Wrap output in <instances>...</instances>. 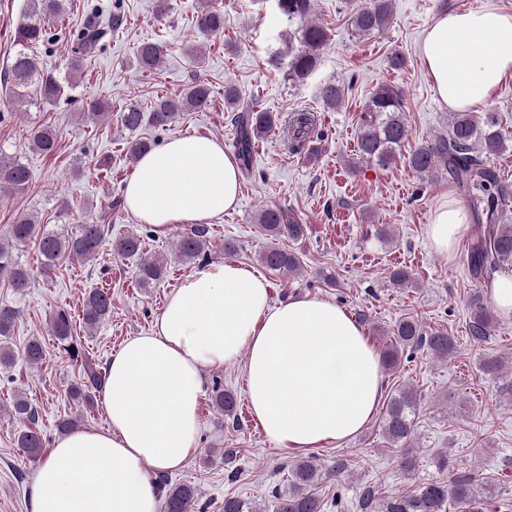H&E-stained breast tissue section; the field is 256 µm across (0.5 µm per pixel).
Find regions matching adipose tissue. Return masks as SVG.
<instances>
[{"mask_svg":"<svg viewBox=\"0 0 512 512\" xmlns=\"http://www.w3.org/2000/svg\"><path fill=\"white\" fill-rule=\"evenodd\" d=\"M419 53L439 103L468 111L512 74V11L485 0L475 11L443 12ZM239 177L223 141L178 136L139 158L124 198L139 223L164 233L234 209ZM466 230L454 200L438 205L428 226L442 254ZM242 355L252 415L277 445L347 439L379 407L382 363L356 319L320 297L272 304L264 277L211 262L169 295L151 333L113 355L100 391L107 427L59 435L28 487L29 512H160L150 471L177 469L196 448L204 372Z\"/></svg>","mask_w":512,"mask_h":512,"instance_id":"1","label":"adipose tissue"}]
</instances>
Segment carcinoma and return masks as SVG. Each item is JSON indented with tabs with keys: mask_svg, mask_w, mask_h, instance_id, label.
I'll return each instance as SVG.
<instances>
[{
	"mask_svg": "<svg viewBox=\"0 0 512 512\" xmlns=\"http://www.w3.org/2000/svg\"><path fill=\"white\" fill-rule=\"evenodd\" d=\"M29 12L16 32L22 49L13 57L10 69L4 72L3 84L9 87V96L28 103L41 100L53 102L62 92L63 85L51 73H38L33 60L24 47L30 44L47 43L51 35L47 26L61 17L65 11V0H29ZM276 9L289 19L305 18L314 8V0H274ZM390 0H371L369 6L356 16L358 31L366 36L382 31L390 21ZM119 0H97L88 6L83 26L67 37L70 43L68 60V84L81 75L84 62L104 45L105 39L121 24ZM196 24L200 33L208 38L224 28V14L203 0L198 7ZM328 41L327 31L320 25L310 24L302 29L301 49L288 62V77L294 83L310 82L320 65L321 53ZM162 47L154 42H143L136 47L134 60L143 70H154L162 62ZM345 83L325 82L319 87L320 98L330 110L340 107L345 101ZM211 87L203 80L194 81L182 93L158 100L151 113L153 123L166 127L179 112L200 111L210 106ZM224 103L234 112L235 153L240 170L250 175L253 172V148L255 142L273 132L279 118L270 112H258L253 106L241 101L235 87H224ZM109 104L96 101L80 113L84 120L97 121L110 116ZM144 112L129 105L119 113L121 126L132 133L143 124ZM284 124L292 148H301L321 137L317 113L298 110L287 115ZM500 118L495 112L478 116L473 112H452L448 119V131L412 150L405 162L423 178H433L438 171L448 174V179L464 194L471 197L477 224L467 244V267L471 279L477 285L468 301L470 310L468 330L473 342L479 346L488 342L498 321L487 306L484 287L490 285L494 273L504 265L512 263V225L503 223L505 206L512 201V183L486 164L482 153L496 154L503 147L499 132ZM407 138L401 92L389 86L378 87L370 96L360 116L357 148L360 159L381 167L393 164ZM33 149L52 156L57 150V135L49 126H36L30 131ZM31 174L20 161L10 157L0 148V195L6 196L22 191L29 186ZM118 198L109 203L107 211L98 221L79 224L72 234L40 231L33 216L21 215L10 225L8 236L0 239V279L18 291L28 287L31 272L13 257V250L34 241L44 258V270L49 271L55 262L72 255L86 261L96 259L106 246L109 226L106 220L112 209L121 207ZM267 235L273 238L299 239L304 236V225L288 211L279 207H265L258 214ZM208 228L193 225L185 230L178 243V253L186 263L203 259L208 248ZM113 252L123 257H138L137 279L148 288L167 274L165 258L145 252L144 239L131 234L113 240ZM261 263L272 270L293 271L298 259L294 254L278 246H269L261 255ZM85 323L93 328L112 314V292L108 288L89 291L83 304ZM18 313L9 306H0V366L11 367L20 359L25 364L37 367L46 357L42 343L34 338L21 354L4 339L11 336ZM52 332L62 349L72 360L79 361L80 379L70 389L73 399L93 405L91 392L102 387L105 373L89 361L72 336L71 320L64 312L52 318ZM381 334L389 343L379 351L382 365L393 369L401 362L406 350L425 349L437 359L446 361L455 352V338L444 331H424L418 321L402 319L392 329ZM504 361L493 353H485L481 360L482 371L491 376L502 372ZM214 405L233 416L236 398L223 387H216ZM417 393L411 388H402L386 405L382 433L387 443L400 448L399 466L407 474L417 466V458L407 452L405 446L414 431L417 410ZM11 416L19 421L22 429L18 433L19 447L33 456H39L45 447V438L39 427V411L26 396H15ZM440 466L448 469V479L422 482L407 495H388L378 484L367 485L359 495L360 508L371 512H479L480 501L495 494L496 484L489 478H478L471 470L460 469L450 463L448 457H440ZM346 469L343 462L329 469H322L310 459H300L288 469V492L276 495V512H325L327 503L314 492L322 478L340 475ZM157 484L163 496V512H190L196 502L197 489L191 484L170 485L164 474L157 476Z\"/></svg>",
	"mask_w": 512,
	"mask_h": 512,
	"instance_id": "1",
	"label": "carcinoma"
}]
</instances>
